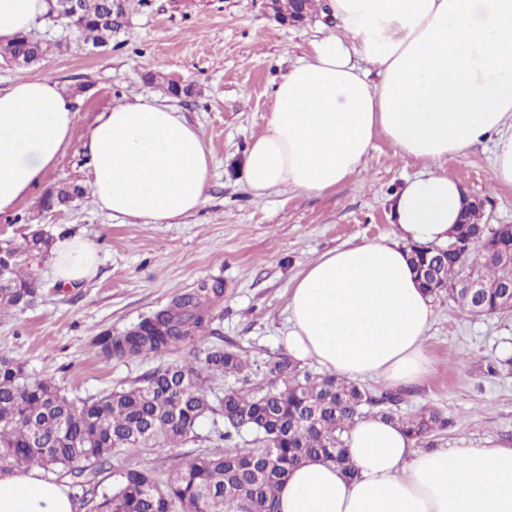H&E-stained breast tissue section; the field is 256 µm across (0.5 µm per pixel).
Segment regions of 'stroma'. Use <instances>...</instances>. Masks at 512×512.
Segmentation results:
<instances>
[{
	"label": "stroma",
	"instance_id": "1",
	"mask_svg": "<svg viewBox=\"0 0 512 512\" xmlns=\"http://www.w3.org/2000/svg\"><path fill=\"white\" fill-rule=\"evenodd\" d=\"M36 32L60 48L31 68L0 60V89L49 74L76 99L71 145L46 184H77L85 192L47 210L45 189L37 190L0 215V243L22 242L36 229L53 239L76 233L97 246L99 265L83 286L59 294L49 256L34 260L36 296L0 313V356L21 360L27 375L52 380L76 399L130 387L188 356L190 344L118 359L102 354L93 339L122 335L177 294L217 280L224 288L210 299L213 334L204 344L223 342L263 373L285 352L279 338L287 331L290 287L307 264L337 247L397 235L390 197L422 165L401 158L381 135L364 171L323 193L257 199L246 190V145L265 124L276 81L328 34L321 10L289 24L275 17L270 0H129L127 23L109 45L66 41L46 19ZM173 84L184 95H172ZM136 94L173 106L200 128L213 153L206 203L174 224L112 219L88 191L84 129L97 112ZM444 168L483 200V223L512 224V185L497 184L489 144L472 146ZM433 306L424 341L429 370L405 387L401 412L433 406L452 415L455 427L432 437L438 448H512V370L487 373L488 363L512 356V312L476 316L444 294Z\"/></svg>",
	"mask_w": 512,
	"mask_h": 512
}]
</instances>
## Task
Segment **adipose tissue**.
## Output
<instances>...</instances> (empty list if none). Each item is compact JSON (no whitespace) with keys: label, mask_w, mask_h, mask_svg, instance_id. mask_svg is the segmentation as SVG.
<instances>
[{"label":"adipose tissue","mask_w":512,"mask_h":512,"mask_svg":"<svg viewBox=\"0 0 512 512\" xmlns=\"http://www.w3.org/2000/svg\"><path fill=\"white\" fill-rule=\"evenodd\" d=\"M46 0H0V47L29 31ZM334 30L283 74L268 119L245 153L246 187L326 191L361 173L376 136L424 172L392 197L399 234L325 252L296 278L283 345L294 360L394 388L429 368L434 318L409 245L448 241L463 189L443 162L492 144L495 177L512 184V0H327ZM77 109L49 75L0 90V214L43 186L71 143ZM94 202L112 217L170 224L207 200L213 156L199 129L157 98L99 112L82 139ZM98 266L95 244L58 240L57 280ZM357 472L311 461L279 493L280 512H512V448H415L399 425L357 420L345 435ZM0 512H74L36 472L0 478Z\"/></svg>","instance_id":"1"}]
</instances>
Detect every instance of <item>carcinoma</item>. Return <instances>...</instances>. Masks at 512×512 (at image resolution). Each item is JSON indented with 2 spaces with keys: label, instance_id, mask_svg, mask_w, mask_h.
<instances>
[{
  "label": "carcinoma",
  "instance_id": "carcinoma-1",
  "mask_svg": "<svg viewBox=\"0 0 512 512\" xmlns=\"http://www.w3.org/2000/svg\"><path fill=\"white\" fill-rule=\"evenodd\" d=\"M79 12L68 20L78 40L106 46L127 20L126 0H79ZM55 44L23 33L10 45L28 65L38 63ZM82 190L63 183L44 204L68 203ZM455 249L409 246V260L421 287L432 297L448 298L473 315L512 312V267L495 257L504 238L499 227L480 222V211L456 225ZM40 234L23 246H4L9 265L8 287L0 288V312L25 305L38 291L31 265L22 254L42 251ZM475 280L483 288H463ZM222 292L218 281L194 292L178 294L169 307L144 319L122 336L96 339L111 358L158 354L185 342L214 334L206 315V294ZM198 354L147 373L140 385L113 390L80 403L55 382L31 381L23 365L0 357V473L39 467L74 490L80 512H279L277 491L296 467L319 459L354 476L344 434L356 420L377 414L402 426L417 443L454 426L435 408L401 415L394 410L401 393L376 396L364 386L334 374L309 371L284 355L267 364L264 382L251 386L248 360L237 352L212 347L202 365ZM237 374L245 387L224 392L213 402L205 376ZM378 411H373V408ZM220 415L223 425L207 437L213 451L188 460L172 457L164 479L151 469L116 467L115 487L103 486L99 475L131 449L180 447L195 435L207 415ZM252 439L246 440L244 436ZM244 445H239V440Z\"/></svg>",
  "mask_w": 512,
  "mask_h": 512
}]
</instances>
